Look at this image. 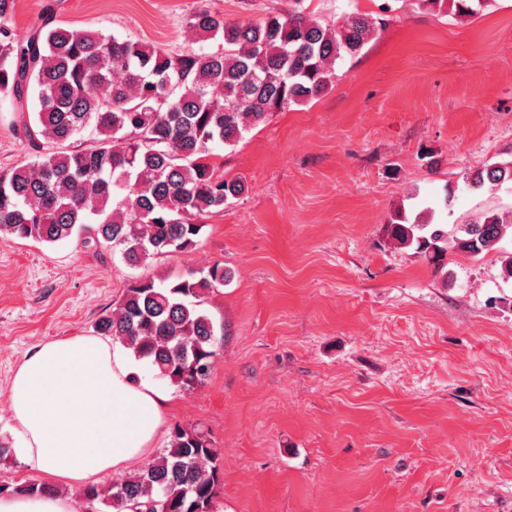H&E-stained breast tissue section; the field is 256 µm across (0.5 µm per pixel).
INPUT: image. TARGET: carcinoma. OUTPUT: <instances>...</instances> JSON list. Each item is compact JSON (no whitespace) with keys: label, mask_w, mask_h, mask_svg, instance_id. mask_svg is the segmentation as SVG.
<instances>
[{"label":"carcinoma","mask_w":512,"mask_h":512,"mask_svg":"<svg viewBox=\"0 0 512 512\" xmlns=\"http://www.w3.org/2000/svg\"><path fill=\"white\" fill-rule=\"evenodd\" d=\"M418 8L473 16L489 0H414ZM294 9L258 21H227L206 9L186 19L224 51L171 55L99 31L47 20L17 38L7 25L14 0H0V94L17 112L35 160L0 171V241L55 243L84 235L119 251L132 267L196 246L203 219L221 213L245 185L209 161L213 146H235L272 112L315 99L337 77V60L360 53L384 25L352 13L330 26ZM94 124L87 147L66 145ZM472 189L512 184V160L466 176ZM435 209L414 218L397 209L387 224L394 243L439 261L448 251L478 256L512 237V214L487 211L448 229ZM231 278L215 264L199 274L144 278L95 323L120 339L156 375L182 389L202 383L217 356L213 322L201 298ZM219 457L207 435L173 428L166 448L139 472L104 490L82 491L88 512H211Z\"/></svg>","instance_id":"1"}]
</instances>
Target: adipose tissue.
<instances>
[{"label": "adipose tissue", "mask_w": 512, "mask_h": 512, "mask_svg": "<svg viewBox=\"0 0 512 512\" xmlns=\"http://www.w3.org/2000/svg\"><path fill=\"white\" fill-rule=\"evenodd\" d=\"M143 367L121 342L94 335L48 341L22 357L9 388L17 453L62 492L10 491L0 512H77L72 491L153 455L172 394Z\"/></svg>", "instance_id": "ef3b65f1"}]
</instances>
